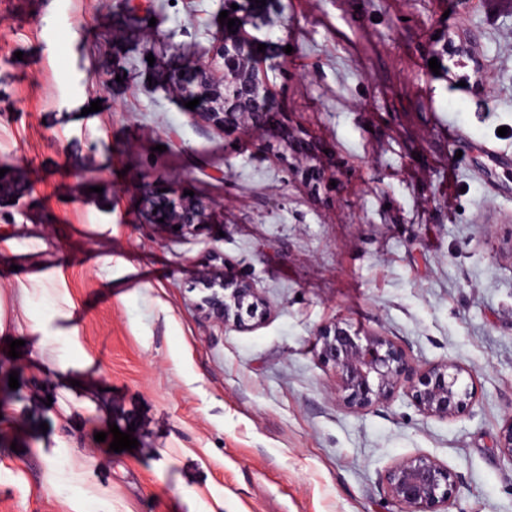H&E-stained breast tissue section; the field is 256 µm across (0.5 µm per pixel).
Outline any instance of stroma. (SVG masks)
Returning <instances> with one entry per match:
<instances>
[{
	"mask_svg": "<svg viewBox=\"0 0 512 512\" xmlns=\"http://www.w3.org/2000/svg\"><path fill=\"white\" fill-rule=\"evenodd\" d=\"M147 2L135 19L118 0L0 9V169L16 178L0 237L17 242L0 305L21 316L16 279L70 264L94 359L68 376L54 364L78 351L60 337L12 359L0 335V512L104 497L112 512H399L380 475L418 454L456 475L449 512H512V0H281L248 33L275 46L258 66L312 157L223 134L154 80L149 59L215 57L225 0ZM78 97L101 110L70 111ZM156 177L219 211L182 235L151 223L135 186ZM110 251L133 276L104 278ZM228 268L264 300L240 328L205 304ZM338 324L389 337L420 372L457 363L473 403L428 417L404 384L349 409L315 346ZM113 424L138 447L95 441Z\"/></svg>",
	"mask_w": 512,
	"mask_h": 512,
	"instance_id": "stroma-1",
	"label": "stroma"
}]
</instances>
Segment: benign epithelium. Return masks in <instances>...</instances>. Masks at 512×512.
Returning a JSON list of instances; mask_svg holds the SVG:
<instances>
[{
  "instance_id": "obj_1",
  "label": "benign epithelium",
  "mask_w": 512,
  "mask_h": 512,
  "mask_svg": "<svg viewBox=\"0 0 512 512\" xmlns=\"http://www.w3.org/2000/svg\"><path fill=\"white\" fill-rule=\"evenodd\" d=\"M236 20L232 34L224 30L218 55L224 60V84L218 87L204 63L190 64L173 55L157 61L169 91L188 102L200 99L193 113L232 133L245 121L256 130L270 127L279 113L276 99L269 93L265 78L257 67L258 42L243 32L241 15L228 11ZM139 190L153 218L164 225L180 226L184 231L205 223L215 205L184 194L174 182L142 180ZM220 290L209 298L219 323L242 326L240 309L248 300L258 301L256 286L232 274L219 283ZM320 354L333 363L338 392L351 409L363 410L388 400L394 391L414 375L415 368L405 353L389 338L379 334L360 335L337 326L333 333L319 337ZM465 369L453 362L431 366L412 386V398L419 411L429 417L448 418L468 407L474 399L473 388L465 383ZM390 497L400 512H439L448 508L455 476L437 460L418 455L402 459L381 475Z\"/></svg>"
}]
</instances>
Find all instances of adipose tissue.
<instances>
[{
	"mask_svg": "<svg viewBox=\"0 0 512 512\" xmlns=\"http://www.w3.org/2000/svg\"><path fill=\"white\" fill-rule=\"evenodd\" d=\"M15 298L20 305H28L33 293H41L44 301L51 308L49 320L28 318L26 324H19L6 318L0 311V335H10L11 331L26 327L33 336L45 335L53 331L55 336L71 345H78L80 330L73 321L77 308L76 301L67 286V273L64 267L57 266L45 272L18 279L15 284Z\"/></svg>",
	"mask_w": 512,
	"mask_h": 512,
	"instance_id": "1",
	"label": "adipose tissue"
}]
</instances>
